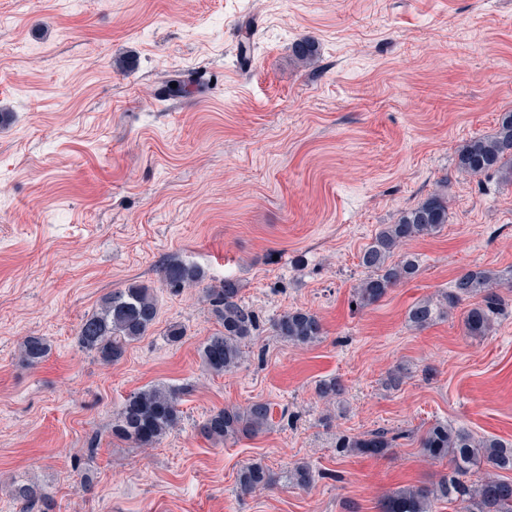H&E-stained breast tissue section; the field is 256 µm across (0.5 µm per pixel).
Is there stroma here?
I'll return each instance as SVG.
<instances>
[{"mask_svg":"<svg viewBox=\"0 0 512 512\" xmlns=\"http://www.w3.org/2000/svg\"><path fill=\"white\" fill-rule=\"evenodd\" d=\"M509 110L512 0H0V512H20V482L49 512H382L447 473L420 453L433 423L512 442V291L485 336L466 334V300L408 320L463 271L512 270V186L457 165ZM436 190L447 224L404 247L419 274L355 306L362 250ZM169 259L203 281L167 287ZM228 278L259 328L216 375L200 358L220 327L206 291ZM132 284L152 288L157 319L103 363L78 326ZM294 309L318 316V341L275 336ZM28 336L50 346L39 364ZM333 377L346 392L328 403L316 387ZM161 382L184 390L180 429L152 448L113 434L127 398ZM255 401L267 431L200 435ZM382 429L384 455L336 449ZM250 462L276 485L240 493ZM299 462L311 488L287 480ZM11 493L16 500L23 504L22 512H44L42 508H48V495L44 488L36 483L15 484Z\"/></svg>","mask_w":512,"mask_h":512,"instance_id":"obj_1","label":"stroma"}]
</instances>
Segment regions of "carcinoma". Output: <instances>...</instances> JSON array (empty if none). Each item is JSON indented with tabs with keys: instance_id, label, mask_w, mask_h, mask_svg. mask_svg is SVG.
Returning a JSON list of instances; mask_svg holds the SVG:
<instances>
[{
	"instance_id": "obj_1",
	"label": "carcinoma",
	"mask_w": 512,
	"mask_h": 512,
	"mask_svg": "<svg viewBox=\"0 0 512 512\" xmlns=\"http://www.w3.org/2000/svg\"><path fill=\"white\" fill-rule=\"evenodd\" d=\"M458 168L470 175L498 172L502 181L512 185V111L502 112L496 132L487 137L468 141L459 150ZM448 223V196L433 192L422 202L403 211L393 224H386L359 257L364 276L354 289L356 304L371 305L383 298L389 289L414 278L419 261L410 254H400V246L410 240L433 236ZM162 280L172 288L204 279L203 272L178 261H166L160 267ZM503 276L488 270H467L458 275L443 302L426 300L415 305L408 319L416 328L430 325L446 308H453L467 299L475 303L466 311L464 327L469 336H485L493 328L505 299L500 292ZM236 282L226 279L220 288L208 289L210 303L222 330L209 336L202 347L205 369L223 374L236 370L243 360V346L258 329L254 311L238 299ZM158 305L152 289L131 285L108 294L96 312L86 316L78 329L80 345L105 363L121 359L127 347L142 338L154 324ZM273 330L283 341L294 345H309L322 336L319 318L305 310L284 313L273 320ZM49 353V345L40 336H28L22 343V354L30 363L41 362ZM317 395L332 401L344 393L337 378L319 382ZM183 390L163 383L150 385L125 402L115 432L139 448H152L177 430L183 418ZM271 424L270 405L255 401L246 408H224L211 413L200 425V432L211 440L225 441L239 436L262 433ZM394 439L384 431L371 432L361 438H343L341 448H352L370 456H381L393 446ZM421 454L430 460H448L449 472L430 485L408 487L390 496L383 512H434L433 504L446 500L459 506L460 512H512V480L503 479L499 470L512 471V444L495 437L477 438L473 434L437 422L419 438ZM483 465L486 477L468 485L461 476ZM292 485L307 489L315 474L307 464L297 463L288 474ZM277 483L265 466L251 462L238 474L243 493ZM12 496L20 501L23 512H44L48 495L36 483L13 486Z\"/></svg>"
}]
</instances>
